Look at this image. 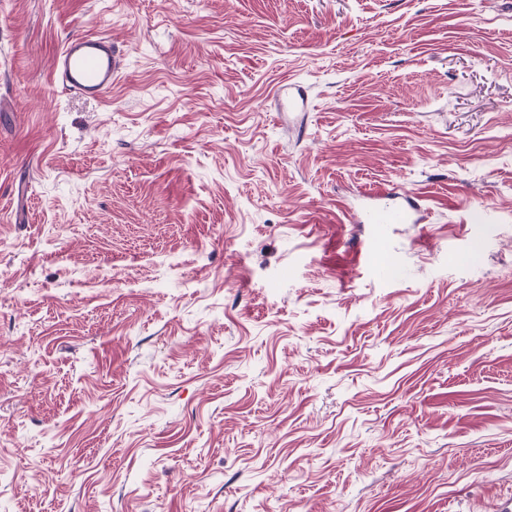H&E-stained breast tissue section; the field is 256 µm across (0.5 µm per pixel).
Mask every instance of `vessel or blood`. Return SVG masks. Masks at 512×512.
Wrapping results in <instances>:
<instances>
[{
  "label": "vessel or blood",
  "mask_w": 512,
  "mask_h": 512,
  "mask_svg": "<svg viewBox=\"0 0 512 512\" xmlns=\"http://www.w3.org/2000/svg\"><path fill=\"white\" fill-rule=\"evenodd\" d=\"M126 49L102 33H79L65 40L54 61L53 76L62 93L106 98L120 77ZM383 203L365 207L354 219L364 224H410L418 205L406 192L379 191Z\"/></svg>",
  "instance_id": "vessel-or-blood-1"
}]
</instances>
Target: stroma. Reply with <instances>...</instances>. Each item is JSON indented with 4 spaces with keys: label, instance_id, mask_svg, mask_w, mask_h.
I'll return each instance as SVG.
<instances>
[{
    "label": "stroma",
    "instance_id": "1",
    "mask_svg": "<svg viewBox=\"0 0 512 512\" xmlns=\"http://www.w3.org/2000/svg\"><path fill=\"white\" fill-rule=\"evenodd\" d=\"M509 498L512 0H0V512ZM127 50L102 33H79L56 53L53 76L64 94L104 99L120 77ZM377 199H396L399 203L385 204L384 206H372L362 208L353 214L355 221L364 224H411L418 220L413 218V212L418 209L416 198L406 192L378 191L371 193Z\"/></svg>",
    "mask_w": 512,
    "mask_h": 512
}]
</instances>
